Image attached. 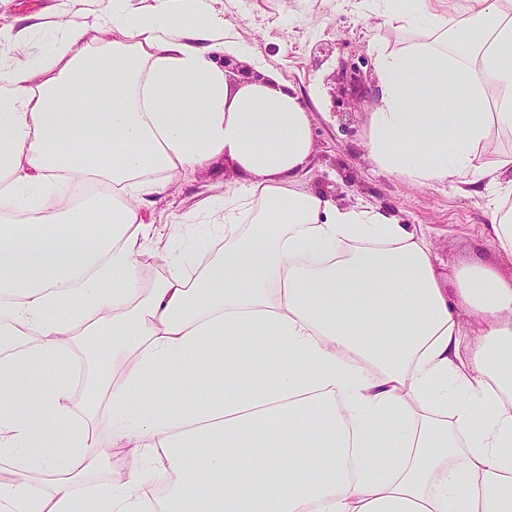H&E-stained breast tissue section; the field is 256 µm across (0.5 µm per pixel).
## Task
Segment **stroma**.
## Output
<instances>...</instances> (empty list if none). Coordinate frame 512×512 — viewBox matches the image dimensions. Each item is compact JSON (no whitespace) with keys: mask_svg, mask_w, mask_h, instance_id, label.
Returning a JSON list of instances; mask_svg holds the SVG:
<instances>
[{"mask_svg":"<svg viewBox=\"0 0 512 512\" xmlns=\"http://www.w3.org/2000/svg\"><path fill=\"white\" fill-rule=\"evenodd\" d=\"M208 5L223 18L225 38H242L249 48L246 60L214 55L228 81L243 84L250 75L272 69L306 103L314 153L301 190L325 194L340 206H376L398 223L424 231L443 288L452 286L449 272L471 263L512 275V257L483 237L491 221L486 183L410 185L368 156L370 120L378 107L375 44L404 50L433 41V31L378 26L384 0H208ZM67 9L68 0H0V24L29 28L25 43L0 45V61L21 62L55 43ZM35 15L42 24L34 28ZM353 63L360 65L368 86L362 96L340 78L343 67ZM239 179L231 163L215 158L172 181L144 219L159 226L205 224L206 200L223 197Z\"/></svg>","mask_w":512,"mask_h":512,"instance_id":"obj_1","label":"stroma"}]
</instances>
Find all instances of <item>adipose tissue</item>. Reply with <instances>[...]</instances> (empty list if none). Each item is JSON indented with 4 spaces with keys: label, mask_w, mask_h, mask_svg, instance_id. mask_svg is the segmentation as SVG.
Wrapping results in <instances>:
<instances>
[{
    "label": "adipose tissue",
    "mask_w": 512,
    "mask_h": 512,
    "mask_svg": "<svg viewBox=\"0 0 512 512\" xmlns=\"http://www.w3.org/2000/svg\"><path fill=\"white\" fill-rule=\"evenodd\" d=\"M111 3L0 66V211L25 217L0 225V512H512V276L454 270L466 342L422 231L300 190L309 113L276 72L228 82L213 54L248 47L206 0ZM389 3L384 24L441 44L378 49L369 155L412 184L489 181L487 238L512 256V151L483 157L512 133V0ZM217 157L243 180L191 273L180 228L143 212ZM153 247L166 272L146 284ZM79 355L81 409L62 376Z\"/></svg>",
    "instance_id": "1"
}]
</instances>
